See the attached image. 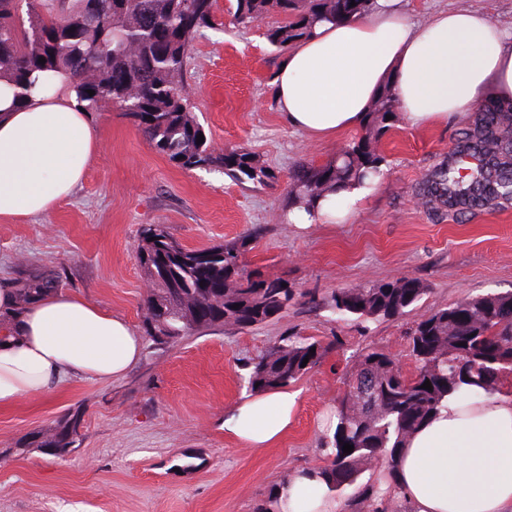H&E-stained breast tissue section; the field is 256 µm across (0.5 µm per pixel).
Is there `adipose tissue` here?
I'll return each mask as SVG.
<instances>
[{
  "label": "adipose tissue",
  "instance_id": "obj_1",
  "mask_svg": "<svg viewBox=\"0 0 512 512\" xmlns=\"http://www.w3.org/2000/svg\"><path fill=\"white\" fill-rule=\"evenodd\" d=\"M392 85L410 128L447 123L478 103L512 102V29L486 14L445 10L415 22L401 0H375L367 18L318 25L290 46L274 77L289 125L317 140L363 126ZM100 131L75 93L45 75L27 101L0 79V222L41 215L69 197L94 159ZM373 184L351 185L295 208L304 228L348 220ZM142 341L123 316L63 289L19 306L0 280V406L53 392L75 378L110 381L141 358ZM298 392L266 389L224 414V431L252 448L274 447L292 425ZM410 512H512V391L467 403L449 400L402 448L395 476ZM270 512H344L310 469L287 472Z\"/></svg>",
  "mask_w": 512,
  "mask_h": 512
}]
</instances>
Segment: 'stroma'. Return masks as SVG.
<instances>
[{
  "instance_id": "1",
  "label": "stroma",
  "mask_w": 512,
  "mask_h": 512,
  "mask_svg": "<svg viewBox=\"0 0 512 512\" xmlns=\"http://www.w3.org/2000/svg\"><path fill=\"white\" fill-rule=\"evenodd\" d=\"M413 18L468 8L512 24V0H403ZM231 0H218L226 24L206 29L190 54V106L217 148L254 152L275 178L241 185L227 175L184 170L157 153L130 117L112 107L93 113L98 152L76 192L44 217L0 223V274L19 265L64 270L63 287L143 327L147 283L136 260L145 224L168 225L186 246L224 243L253 227L262 233L251 267L322 295L374 281L415 278L426 293L405 315L344 322L323 309L293 306L285 317L242 332L198 333L144 352L125 377L74 380L48 394L0 407V512H262L286 471L325 462L321 419L335 409L352 355L371 347L404 373L414 359L409 334L432 305L512 291V204L480 214L430 218L415 188L447 155L460 128L396 125L383 138L385 176L351 220L301 231L284 221L288 172L320 165L363 136V129L316 142L288 126L273 79L281 58L266 24L228 23ZM328 343L323 362L293 383L299 403L285 438L254 449L222 428L224 413L247 396L249 364L279 337ZM80 411L83 443L63 457L26 447L31 433Z\"/></svg>"
}]
</instances>
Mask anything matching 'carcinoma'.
I'll return each mask as SVG.
<instances>
[{
  "label": "carcinoma",
  "instance_id": "cac0c4a2",
  "mask_svg": "<svg viewBox=\"0 0 512 512\" xmlns=\"http://www.w3.org/2000/svg\"><path fill=\"white\" fill-rule=\"evenodd\" d=\"M185 2L0 0V78L11 81L23 100L34 74L61 73L86 111L116 107L157 152L181 168L223 173L241 184L267 183L275 175L247 148L218 150L207 137L197 143L204 128L189 105L187 63L202 29L224 22L217 17L216 0H193L191 15ZM373 6L374 0H235L231 17L232 24L244 28L282 17L265 36L283 50L311 36L324 21L361 19ZM398 109L387 84L370 111L364 136L321 166L299 163L291 169L286 207H312L328 192L383 176L380 142ZM463 124L448 155L419 189L422 205L436 216L512 203V103L478 105ZM260 231L256 227L219 245L189 249L166 224L142 228L136 257L152 285L143 301L144 321L154 322L166 336L161 340L146 333L147 348L175 346L209 330H247L284 316L300 297L342 321L363 322L401 317L426 293L419 281L403 278L342 288L329 296L298 294L287 282L268 281L248 268L246 254ZM63 276L61 269H19L14 278L18 303L29 305L62 286ZM410 345L416 362L410 377L396 371L384 352L366 349L356 356L336 407V428L323 441L328 463L318 467L319 474L337 493L354 489V512H401L392 488L384 491L381 507L374 486L361 483V476L379 462L395 475L403 442L446 407L448 397L468 402L501 391L500 379L512 374V292L429 308L416 323ZM329 350L318 340L282 336L249 365L247 387L252 392L287 387L318 366ZM355 379L367 383L366 395L356 392ZM426 381L432 390L422 388ZM81 422L80 413L67 415L57 433L34 446L80 447ZM346 443L353 452L343 451Z\"/></svg>",
  "mask_w": 512,
  "mask_h": 512
}]
</instances>
